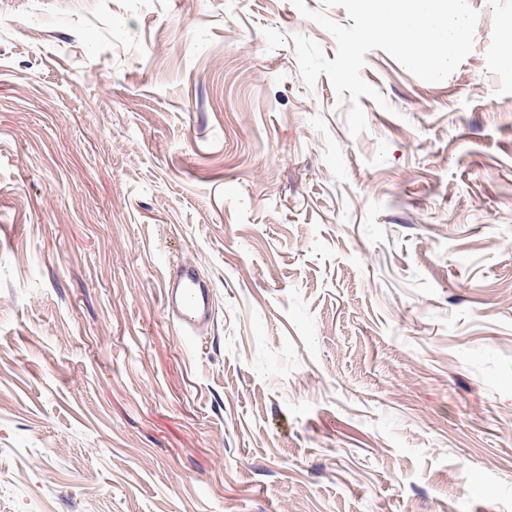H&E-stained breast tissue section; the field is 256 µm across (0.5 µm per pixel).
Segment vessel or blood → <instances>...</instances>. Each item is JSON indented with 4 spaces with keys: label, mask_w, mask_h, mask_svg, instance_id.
Returning <instances> with one entry per match:
<instances>
[{
    "label": "vessel or blood",
    "mask_w": 512,
    "mask_h": 512,
    "mask_svg": "<svg viewBox=\"0 0 512 512\" xmlns=\"http://www.w3.org/2000/svg\"><path fill=\"white\" fill-rule=\"evenodd\" d=\"M211 283L189 264L182 265L170 276L164 290L169 315L182 333H191L212 317Z\"/></svg>",
    "instance_id": "b4317fda"
}]
</instances>
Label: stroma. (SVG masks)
Listing matches in <instances>:
<instances>
[{
  "label": "stroma",
  "instance_id": "1",
  "mask_svg": "<svg viewBox=\"0 0 512 512\" xmlns=\"http://www.w3.org/2000/svg\"><path fill=\"white\" fill-rule=\"evenodd\" d=\"M469 3L442 82L366 54L354 136L291 0H0V512H512V0ZM212 292L211 283L190 264L182 265L166 281L164 302L182 333L190 334L211 320Z\"/></svg>",
  "mask_w": 512,
  "mask_h": 512
}]
</instances>
